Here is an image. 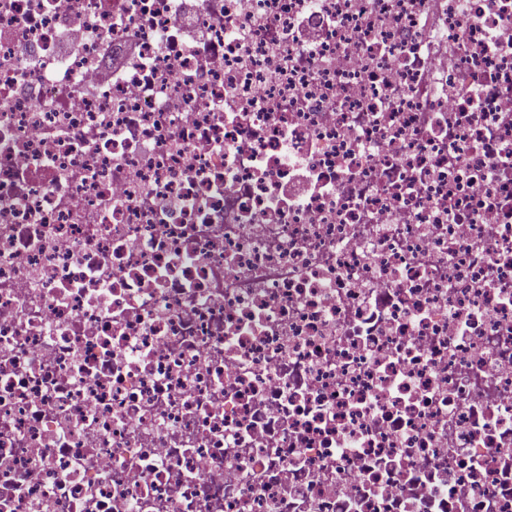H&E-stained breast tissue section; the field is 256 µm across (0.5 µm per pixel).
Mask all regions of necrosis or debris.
<instances>
[{"label": "necrosis or debris", "instance_id": "1", "mask_svg": "<svg viewBox=\"0 0 512 512\" xmlns=\"http://www.w3.org/2000/svg\"><path fill=\"white\" fill-rule=\"evenodd\" d=\"M0 512H512V0H0Z\"/></svg>", "mask_w": 512, "mask_h": 512}]
</instances>
